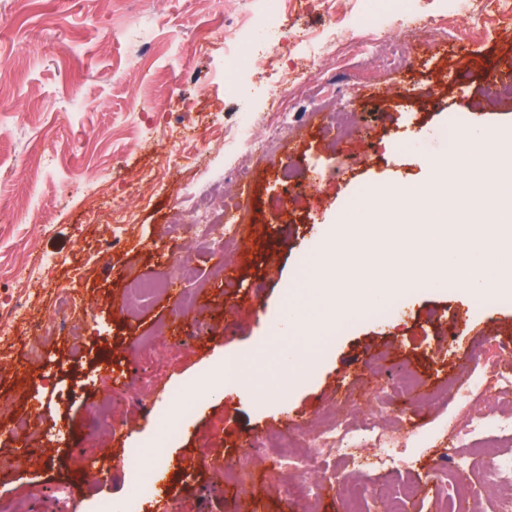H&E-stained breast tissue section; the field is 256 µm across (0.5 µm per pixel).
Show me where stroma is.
I'll list each match as a JSON object with an SVG mask.
<instances>
[{"label":"stroma","mask_w":512,"mask_h":512,"mask_svg":"<svg viewBox=\"0 0 512 512\" xmlns=\"http://www.w3.org/2000/svg\"><path fill=\"white\" fill-rule=\"evenodd\" d=\"M0 0V65L11 73L0 110V310L18 308L0 326V424L26 423L43 449L42 470L18 467L0 475V512H64L68 494L78 512L129 498L133 470L102 471L108 459L135 453L152 439L159 419L175 405L173 393L193 386L216 359L252 352L268 336L302 270L321 262L329 224L354 201L358 189L383 191L434 183L436 162L447 160L446 132L460 113L470 126L512 127V101L495 100L484 74L512 70V18L502 0H474L486 19L475 26L440 18L434 29L403 26L398 12L378 17L385 39L372 46L358 24L359 0H342L333 17L323 0H279L289 40L272 62L245 63L235 82L221 73L232 43L204 39L229 23L245 40L264 0H223L214 16L202 0ZM330 36L334 53L315 58L303 34ZM287 85L282 108L290 113L282 144L264 155L232 147L226 134L244 114L256 134L275 116L267 93ZM367 121L369 132L338 139L322 127L324 100ZM422 150H415V142ZM340 158L354 166L337 170ZM323 169L312 200L294 213L279 207L280 170ZM244 172L238 191L245 205L236 247L218 252L196 231L176 224L189 192ZM128 208L132 220L120 247L113 228L93 219L92 208ZM46 266L31 276L16 271L37 258ZM185 260L193 279L172 291L213 298L177 323L172 291H158L135 308L118 309L114 275L153 280L165 260ZM232 271L238 288L225 296L213 271ZM90 310L80 338L63 321L60 291ZM512 348V302H475L456 284L421 286L404 314L388 322H353L324 349L316 377L280 395L279 373L252 390L205 399L169 445L181 467L170 483L171 512H383L381 487L434 484L441 449L466 456L452 482L464 486L484 459L470 455L443 431L449 413L474 407L477 349ZM409 358L427 387L443 393L422 405L397 388L395 373L375 375L383 358ZM134 374L124 402H111L108 368ZM74 388L76 398L58 393ZM299 421L285 426L283 411ZM375 413L392 434L407 440L409 466H343L331 495L309 501L270 478L265 456L253 457L251 485L198 467V460L233 461L247 442L288 430L298 438L333 421Z\"/></svg>","instance_id":"obj_1"}]
</instances>
